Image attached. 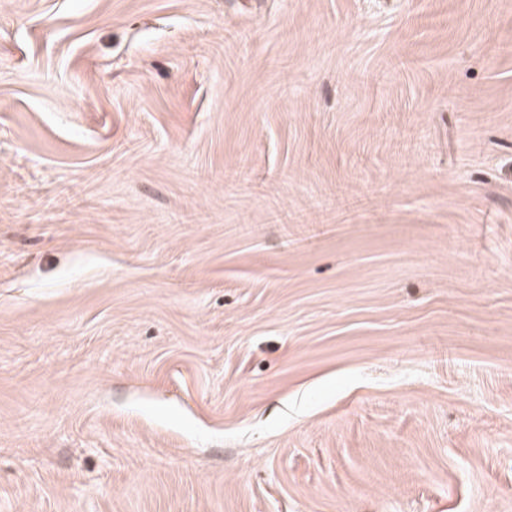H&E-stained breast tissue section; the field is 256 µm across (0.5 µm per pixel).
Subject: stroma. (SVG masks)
Returning <instances> with one entry per match:
<instances>
[{
	"label": "stroma",
	"instance_id": "1",
	"mask_svg": "<svg viewBox=\"0 0 512 512\" xmlns=\"http://www.w3.org/2000/svg\"><path fill=\"white\" fill-rule=\"evenodd\" d=\"M0 512H512V0H0Z\"/></svg>",
	"mask_w": 512,
	"mask_h": 512
}]
</instances>
